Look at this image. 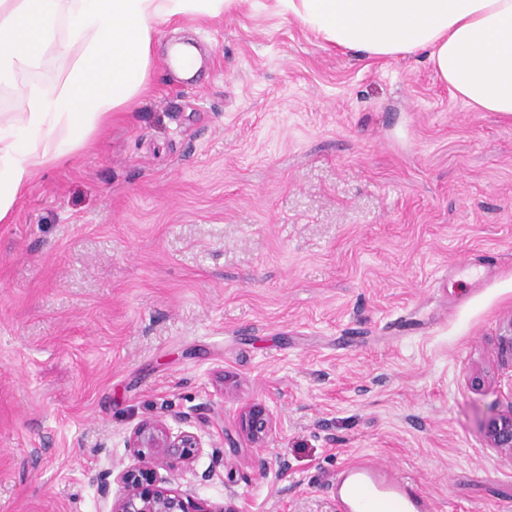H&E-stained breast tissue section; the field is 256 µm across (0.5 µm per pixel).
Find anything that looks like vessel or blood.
I'll return each instance as SVG.
<instances>
[{
    "label": "vessel or blood",
    "instance_id": "b4317fda",
    "mask_svg": "<svg viewBox=\"0 0 512 512\" xmlns=\"http://www.w3.org/2000/svg\"><path fill=\"white\" fill-rule=\"evenodd\" d=\"M337 512H434L429 495L396 468L359 457L334 486Z\"/></svg>",
    "mask_w": 512,
    "mask_h": 512
}]
</instances>
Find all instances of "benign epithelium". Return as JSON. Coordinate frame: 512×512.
Listing matches in <instances>:
<instances>
[{
    "label": "benign epithelium",
    "mask_w": 512,
    "mask_h": 512,
    "mask_svg": "<svg viewBox=\"0 0 512 512\" xmlns=\"http://www.w3.org/2000/svg\"><path fill=\"white\" fill-rule=\"evenodd\" d=\"M183 428L173 431L165 416L137 424L129 433L126 448L136 464L118 473L104 472L97 477L100 494H112L115 477L121 487L112 500L111 512H239L231 506L212 508L191 495L166 486L170 479L160 471L176 472L192 465L204 448L202 437L193 431V416L176 417ZM491 447L512 457V407L495 412L482 425ZM239 430L252 444L261 447L272 431V418L265 408L254 405L240 416Z\"/></svg>",
    "instance_id": "7a95c632"
}]
</instances>
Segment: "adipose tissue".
I'll return each mask as SVG.
<instances>
[{
	"instance_id": "1",
	"label": "adipose tissue",
	"mask_w": 512,
	"mask_h": 512,
	"mask_svg": "<svg viewBox=\"0 0 512 512\" xmlns=\"http://www.w3.org/2000/svg\"><path fill=\"white\" fill-rule=\"evenodd\" d=\"M240 0H0V83L46 51L67 59L24 112L0 114V221L29 185L145 89L157 27ZM327 44L375 58L426 52L463 102L512 116V0H282Z\"/></svg>"
}]
</instances>
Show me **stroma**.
Here are the masks:
<instances>
[{"label":"stroma","mask_w":512,"mask_h":512,"mask_svg":"<svg viewBox=\"0 0 512 512\" xmlns=\"http://www.w3.org/2000/svg\"><path fill=\"white\" fill-rule=\"evenodd\" d=\"M511 323L512 117L277 0L159 25L141 102L0 222V512H110L92 474L180 413L205 446L172 485L212 505L336 512L369 455L435 512H512V457L481 428L512 408ZM253 404L261 451L238 433ZM175 70L181 75H192L199 67L200 59L197 51L183 45L173 49ZM239 430L256 447H263L272 431V418L265 408L251 406L241 414Z\"/></svg>","instance_id":"1"}]
</instances>
